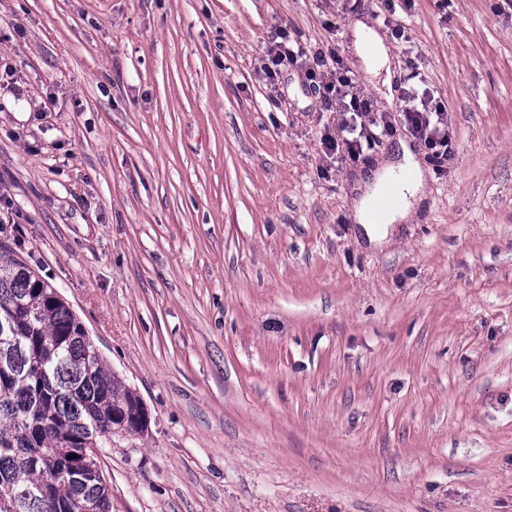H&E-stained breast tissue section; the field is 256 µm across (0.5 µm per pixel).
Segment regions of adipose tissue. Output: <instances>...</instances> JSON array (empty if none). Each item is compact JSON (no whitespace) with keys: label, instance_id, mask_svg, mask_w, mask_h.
<instances>
[{"label":"adipose tissue","instance_id":"adipose-tissue-1","mask_svg":"<svg viewBox=\"0 0 512 512\" xmlns=\"http://www.w3.org/2000/svg\"><path fill=\"white\" fill-rule=\"evenodd\" d=\"M353 45L366 69L379 73L388 69L389 48L382 37L366 21L353 25ZM396 185V199L388 205L379 219L370 216V205L381 188L388 183ZM423 195V175L409 146H401L393 160L373 175L364 194L354 204V219L362 224L369 242L382 243L393 224L404 222L411 216L414 206Z\"/></svg>","mask_w":512,"mask_h":512}]
</instances>
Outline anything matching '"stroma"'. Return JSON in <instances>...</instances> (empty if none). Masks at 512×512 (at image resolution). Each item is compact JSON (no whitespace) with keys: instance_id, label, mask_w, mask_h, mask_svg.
<instances>
[{"instance_id":"obj_1","label":"stroma","mask_w":512,"mask_h":512,"mask_svg":"<svg viewBox=\"0 0 512 512\" xmlns=\"http://www.w3.org/2000/svg\"><path fill=\"white\" fill-rule=\"evenodd\" d=\"M345 4L0 0V248L149 413L99 449L112 512H512V0ZM359 19L452 138L381 246L353 204L403 133L336 167L322 92L259 71L334 42L391 109ZM353 45L369 72L378 74L383 69L386 71L387 78L383 85L389 89L391 81L390 56L389 47L384 37L365 20H358L353 25Z\"/></svg>"}]
</instances>
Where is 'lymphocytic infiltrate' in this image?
<instances>
[{"label": "lymphocytic infiltrate", "instance_id": "1", "mask_svg": "<svg viewBox=\"0 0 512 512\" xmlns=\"http://www.w3.org/2000/svg\"><path fill=\"white\" fill-rule=\"evenodd\" d=\"M295 65L304 69L308 81L323 89L327 101L336 105L342 115L340 126L350 129L355 117H367V124L361 125L357 137L336 143L333 137H325L327 150H342L344 156L357 158L363 143L374 142L377 131L393 133L404 131L411 137L423 141L431 150L436 166L448 161V113L444 106H430L428 101L419 100L410 87H402L394 113L375 114L372 101L357 87L355 81L336 52L307 55L297 39L287 31L280 30L266 46L261 68L267 77L276 76L283 65Z\"/></svg>", "mask_w": 512, "mask_h": 512}]
</instances>
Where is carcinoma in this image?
I'll list each match as a JSON object with an SVG mask.
<instances>
[{
	"instance_id": "obj_1",
	"label": "carcinoma",
	"mask_w": 512,
	"mask_h": 512,
	"mask_svg": "<svg viewBox=\"0 0 512 512\" xmlns=\"http://www.w3.org/2000/svg\"><path fill=\"white\" fill-rule=\"evenodd\" d=\"M12 320L25 338L20 351L0 348V512H112L104 480L64 476L43 485L46 472L68 467V456L92 434L139 433L137 395L108 373L84 343V327L56 291L23 262L0 254V321Z\"/></svg>"
}]
</instances>
